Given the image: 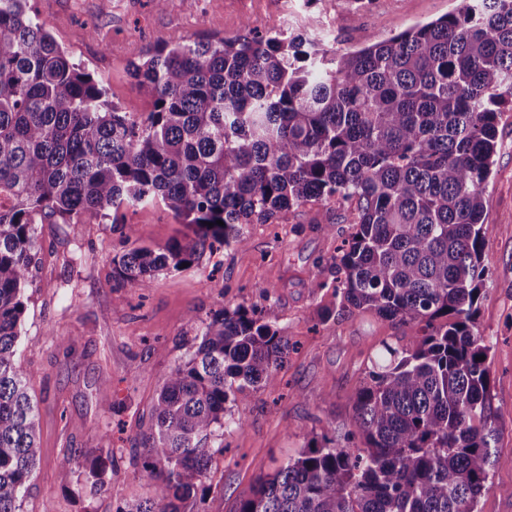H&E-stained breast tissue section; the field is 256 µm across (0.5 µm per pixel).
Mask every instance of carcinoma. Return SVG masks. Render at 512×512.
Listing matches in <instances>:
<instances>
[{
    "label": "carcinoma",
    "instance_id": "1",
    "mask_svg": "<svg viewBox=\"0 0 512 512\" xmlns=\"http://www.w3.org/2000/svg\"><path fill=\"white\" fill-rule=\"evenodd\" d=\"M462 2L343 54L283 32L136 47L132 75L152 97L139 119L107 100L29 0H0V512H18L40 465L30 371L16 361L42 250L35 216L84 224L155 199L192 235L114 257L129 286L243 244L245 224L354 200L334 262L338 313L417 326L369 358L347 434L362 447L311 440L239 512H477L503 418L474 328L484 194L512 111V0ZM287 348L255 309L203 321L134 440L149 495L116 512H195L224 453L218 431L244 429L224 419L226 403L275 387ZM111 466L110 454L84 457V487L102 491Z\"/></svg>",
    "mask_w": 512,
    "mask_h": 512
}]
</instances>
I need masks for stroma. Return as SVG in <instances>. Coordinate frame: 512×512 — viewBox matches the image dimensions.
I'll use <instances>...</instances> for the list:
<instances>
[{"label":"stroma","instance_id":"35a3bbf8","mask_svg":"<svg viewBox=\"0 0 512 512\" xmlns=\"http://www.w3.org/2000/svg\"><path fill=\"white\" fill-rule=\"evenodd\" d=\"M41 23L72 59L101 77L109 101L143 118L150 96L131 75L132 49L213 33L231 37L310 31L323 48L345 52L451 12L457 0H30ZM485 195V290L476 330L491 343L487 365L501 458L478 512H512V112L498 126ZM355 204L311 201L271 224H247L245 242L205 252L188 269L131 287L112 259L139 245L161 248L187 234L163 203L124 206L87 224L36 217L42 246L24 290L18 360L38 400L39 471L19 512H115L146 496L128 457L151 425L162 379L193 351L211 312L261 309L289 342L275 388L228 402L244 430L224 432L199 512H239L259 477L298 455L312 437L344 444L351 397L382 342L406 343L416 328L363 312L321 321L334 308L333 267L351 231ZM112 450L109 490L92 495L64 456Z\"/></svg>","mask_w":512,"mask_h":512}]
</instances>
